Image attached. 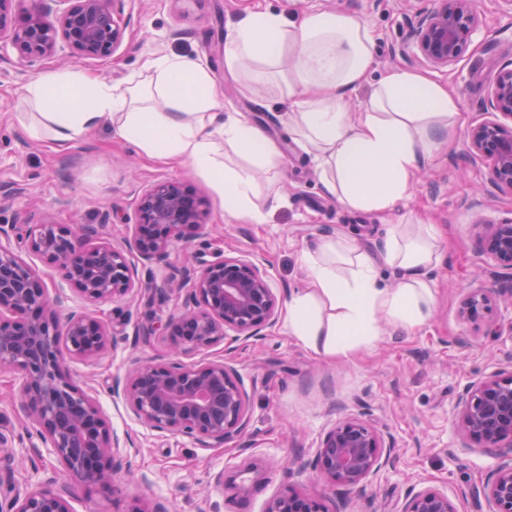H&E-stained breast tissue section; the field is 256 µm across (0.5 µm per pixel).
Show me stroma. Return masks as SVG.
<instances>
[{
	"label": "stroma",
	"instance_id": "obj_1",
	"mask_svg": "<svg viewBox=\"0 0 512 512\" xmlns=\"http://www.w3.org/2000/svg\"><path fill=\"white\" fill-rule=\"evenodd\" d=\"M294 18L311 8L333 10L368 24L376 35L375 63L368 84L350 92L346 102L359 111L373 84L391 67L425 73L447 84L463 115L451 144L426 163L410 197L392 214L352 213L321 184L311 155L288 137L293 106L275 81L253 82L245 73L224 68V36L251 5ZM428 0H122V45L110 61H80L79 67L104 82L122 86L140 78L154 54H186L203 60L221 91L224 109L239 113L276 142L280 159L256 170L260 194L276 189L280 205L266 208L263 223L222 217L216 200L208 202L206 237L194 239L200 259L241 257L267 272L283 298L303 287L301 250L344 234L362 247L381 249L387 224H432L438 230L441 259L433 269L436 303L427 325L412 333L386 329L369 350L346 359L315 356L288 335L284 322L262 331L259 339L225 342L185 356L184 364L224 360L249 397L246 432L219 448L144 426L112 396V382L124 377L134 359L167 362L173 355L167 337L150 341L137 330L177 313L182 301L145 306L125 299L90 306L103 321L119 326L113 348L93 362L70 359V376L96 397L112 430L129 437L123 470L105 485L79 486L74 512H129L137 503L159 500L169 512H265L268 503L289 489L324 491L328 507L346 502L347 512H401L406 499L431 487L446 491L458 512H488L483 486L497 456L464 447L453 429V406L463 390L512 362V335L487 336L458 315L466 289L483 286L500 296L501 323H512V281L498 276L481 253L472 226L512 218V193L490 189L476 195L487 179L484 164L465 146V128L488 119L492 75L488 58L512 62V11L502 0H481L480 32L459 60L438 70L406 50L414 12ZM28 72L0 65V189L12 191L0 203V226L88 224L98 238L121 245L136 204L156 181L176 179L208 192L205 180L189 167L149 162L133 144L120 139L111 124L98 126L64 151L32 136L16 119L20 96L32 81ZM110 223H102L103 212ZM18 380L0 367V450H7L20 488L45 486L57 463L35 429L18 415ZM361 414L390 436L394 463L368 483L345 490L318 478L311 466L325 431L347 413ZM259 472H247L249 462ZM253 485L242 499L229 480Z\"/></svg>",
	"mask_w": 512,
	"mask_h": 512
}]
</instances>
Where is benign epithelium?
<instances>
[{
  "label": "benign epithelium",
  "instance_id": "obj_1",
  "mask_svg": "<svg viewBox=\"0 0 512 512\" xmlns=\"http://www.w3.org/2000/svg\"><path fill=\"white\" fill-rule=\"evenodd\" d=\"M49 16L24 0H0V40L15 58L0 54L22 71L34 72L62 48L76 60L107 61L124 39L118 0H58ZM418 14L411 47L436 69L455 63L479 31V0H430ZM495 71L488 100L494 114L512 120V63L490 62ZM468 151L480 158L488 181L512 192V125L487 119L465 133ZM206 200L177 180H160L141 195L136 223L121 247L95 238L84 224H34L25 235L27 250L63 271L78 296L89 303L136 295L150 306L185 295L183 310L152 323L145 336H167L176 355L204 351L224 342L246 343L275 325L281 300L266 272L255 262L219 255L196 261L159 283H141L135 260L151 263L185 241L184 228L196 233L207 224ZM474 234L491 265L512 275V219L477 223ZM60 296L49 295L39 272L0 240V366L19 375L18 410L36 428L59 470L49 485L17 487L10 472L0 475V512H73L79 485L106 483L120 453L94 396L81 389L63 366V354L93 360L111 345L119 330L85 312L60 320ZM462 321L499 334L496 298L485 288L468 289L461 300ZM129 412L143 425L195 439L216 448L241 435L248 424V398L224 360L186 365L178 360L136 364L112 385ZM453 427L466 447L512 455V363L500 365L470 385L453 409ZM393 446L358 414L338 419L324 434L314 468L335 486L362 485L392 464ZM488 512H512V460L500 463L484 486ZM266 512H329L322 496L290 489ZM402 512H457L448 493L426 488L411 495Z\"/></svg>",
  "mask_w": 512,
  "mask_h": 512
}]
</instances>
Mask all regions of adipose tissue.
Segmentation results:
<instances>
[{
    "mask_svg": "<svg viewBox=\"0 0 512 512\" xmlns=\"http://www.w3.org/2000/svg\"><path fill=\"white\" fill-rule=\"evenodd\" d=\"M371 28L350 16L312 11L288 20L255 9L224 38V66L251 81L280 80L293 105L288 134L312 154L325 188L349 211L387 213L406 199L432 153L451 143L461 120L456 97L425 74L385 71L369 104L345 108V98L368 79L374 64ZM146 80L113 86L82 69L52 71L30 82L22 96L41 108L38 130L58 150L111 121L117 135L145 156L190 165L228 215L262 222L254 170L273 166L274 141L235 114L224 113L207 66L195 58H149ZM223 141L244 167H226L215 148ZM429 224H396L383 251L352 248L346 240L322 242L299 262L305 288L295 291L286 313L298 344L326 358L346 357L375 346L379 319L411 332L432 317L427 279L439 259ZM401 269L394 288L378 283V267Z\"/></svg>",
    "mask_w": 512,
    "mask_h": 512,
    "instance_id": "obj_1",
    "label": "adipose tissue"
}]
</instances>
